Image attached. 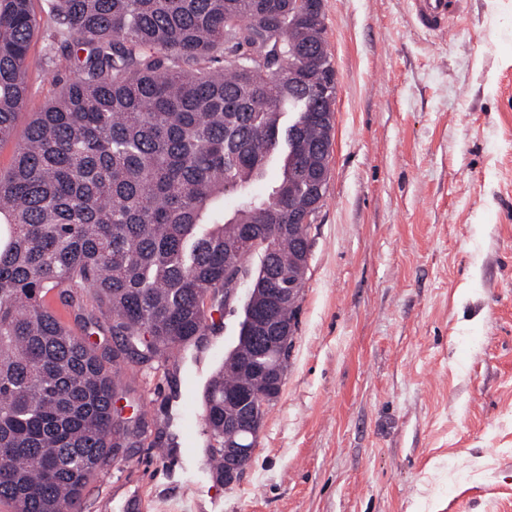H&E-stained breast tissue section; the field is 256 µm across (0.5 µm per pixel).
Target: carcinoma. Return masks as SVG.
Listing matches in <instances>:
<instances>
[{
  "label": "carcinoma",
  "mask_w": 512,
  "mask_h": 512,
  "mask_svg": "<svg viewBox=\"0 0 512 512\" xmlns=\"http://www.w3.org/2000/svg\"><path fill=\"white\" fill-rule=\"evenodd\" d=\"M44 2L42 17L33 0H0V144L15 136L31 70L52 78L63 57L74 72L0 174V504L82 512L109 450L132 447L145 423L115 422L113 402L133 391L123 366L199 343L238 272L258 294L276 266L295 299L279 315L297 319L310 242L288 225L313 203L306 177L334 118L322 82L336 96V72L325 40L297 51L324 17H290L289 0ZM282 144L281 178L252 195ZM52 291L113 345L71 330ZM255 310L245 303L231 353ZM245 386L265 390L226 356L204 395L206 470L221 484L224 394Z\"/></svg>",
  "instance_id": "obj_1"
}]
</instances>
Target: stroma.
Returning <instances> with one entry per match:
<instances>
[{
	"mask_svg": "<svg viewBox=\"0 0 512 512\" xmlns=\"http://www.w3.org/2000/svg\"><path fill=\"white\" fill-rule=\"evenodd\" d=\"M336 71L325 199L278 400L213 499L206 435L182 444L203 370L137 367L150 437L84 512H512V0H463L452 36L409 0H324ZM214 313L216 365L238 335Z\"/></svg>",
	"mask_w": 512,
	"mask_h": 512,
	"instance_id": "35a3bbf8",
	"label": "stroma"
}]
</instances>
